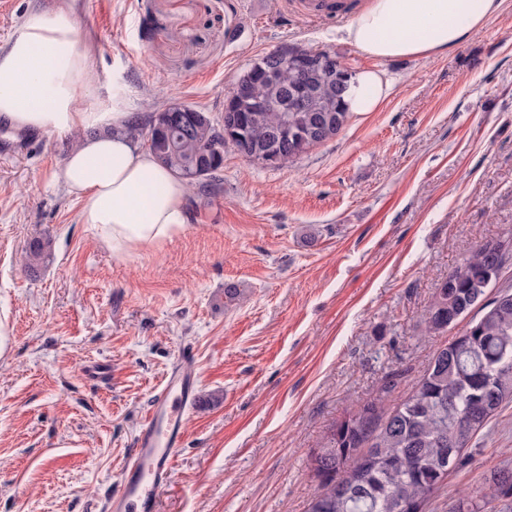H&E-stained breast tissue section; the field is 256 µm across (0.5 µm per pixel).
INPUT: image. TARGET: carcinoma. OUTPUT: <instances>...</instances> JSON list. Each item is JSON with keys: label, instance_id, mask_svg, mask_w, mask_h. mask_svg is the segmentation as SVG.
Instances as JSON below:
<instances>
[{"label": "carcinoma", "instance_id": "1", "mask_svg": "<svg viewBox=\"0 0 512 512\" xmlns=\"http://www.w3.org/2000/svg\"><path fill=\"white\" fill-rule=\"evenodd\" d=\"M355 73L340 57L319 71L314 91L330 99V111L291 112L295 73L285 68L277 85L255 79L251 92L227 96L224 121L250 126L245 140L219 145L244 157L259 150L278 153L283 164L343 129L345 100ZM168 107L152 112L129 132L146 131L149 152L178 177L201 164L187 186L201 195L219 188L224 154L213 146L224 131L210 113L189 105L163 127ZM501 241L483 243L459 263L425 313V333L439 336L477 310L451 343L438 350L407 397L385 412L376 401L357 404L336 422L311 464L320 488L306 512H427L472 441L512 401V289L492 299L487 290L505 262ZM455 512H512V471H500L476 494L466 492Z\"/></svg>", "mask_w": 512, "mask_h": 512}]
</instances>
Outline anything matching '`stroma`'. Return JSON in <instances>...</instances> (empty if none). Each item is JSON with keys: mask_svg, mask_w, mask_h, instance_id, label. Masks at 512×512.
I'll return each instance as SVG.
<instances>
[{"mask_svg": "<svg viewBox=\"0 0 512 512\" xmlns=\"http://www.w3.org/2000/svg\"><path fill=\"white\" fill-rule=\"evenodd\" d=\"M0 0L65 12L93 48V93L131 112L197 105L284 44L326 50L393 91L283 168L224 154L187 228L128 258L82 219L62 169L76 138L0 119V512H107L152 396L192 350L201 405L159 512H306L311 454L355 404L400 403L457 336L424 332L450 269L512 237V0L447 55L376 59L339 31L367 0ZM51 250L27 265L30 242ZM236 298H227L226 286ZM102 365L91 378L82 370ZM432 512L512 468V403L474 439Z\"/></svg>", "mask_w": 512, "mask_h": 512, "instance_id": "stroma-1", "label": "stroma"}]
</instances>
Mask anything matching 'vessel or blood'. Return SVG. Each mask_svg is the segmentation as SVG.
I'll return each instance as SVG.
<instances>
[{
  "label": "vessel or blood",
  "instance_id": "obj_1",
  "mask_svg": "<svg viewBox=\"0 0 512 512\" xmlns=\"http://www.w3.org/2000/svg\"><path fill=\"white\" fill-rule=\"evenodd\" d=\"M194 354L184 351L152 396L136 449L119 478L120 490L109 512H157V493L165 486L183 442L186 411L199 401Z\"/></svg>",
  "mask_w": 512,
  "mask_h": 512
}]
</instances>
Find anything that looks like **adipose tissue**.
<instances>
[{"mask_svg":"<svg viewBox=\"0 0 512 512\" xmlns=\"http://www.w3.org/2000/svg\"><path fill=\"white\" fill-rule=\"evenodd\" d=\"M503 0H368L342 29L378 58L436 57L462 44ZM92 54L65 16L32 11L0 51V118L21 129L79 133L62 177L113 254L170 240L186 226V183L127 133L134 115L124 89L90 92Z\"/></svg>","mask_w":512,"mask_h":512,"instance_id":"ef3b65f1","label":"adipose tissue"}]
</instances>
